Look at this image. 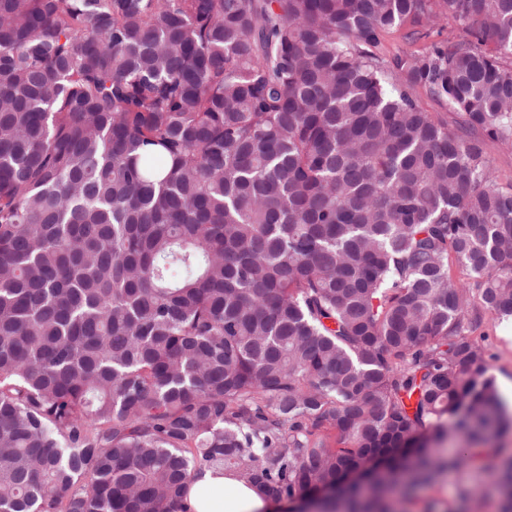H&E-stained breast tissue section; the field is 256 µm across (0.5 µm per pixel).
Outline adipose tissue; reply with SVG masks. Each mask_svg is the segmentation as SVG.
<instances>
[{
    "mask_svg": "<svg viewBox=\"0 0 512 512\" xmlns=\"http://www.w3.org/2000/svg\"><path fill=\"white\" fill-rule=\"evenodd\" d=\"M187 512H278V498L268 496L234 475L203 468L192 482Z\"/></svg>",
    "mask_w": 512,
    "mask_h": 512,
    "instance_id": "1",
    "label": "adipose tissue"
}]
</instances>
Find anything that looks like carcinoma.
Wrapping results in <instances>:
<instances>
[{"label": "carcinoma", "instance_id": "1", "mask_svg": "<svg viewBox=\"0 0 512 512\" xmlns=\"http://www.w3.org/2000/svg\"><path fill=\"white\" fill-rule=\"evenodd\" d=\"M509 58L512 0H0V512H186L204 467L512 512ZM445 25V23H441ZM452 27V21L448 20V25L440 32V26L429 31V35L422 38H409L407 35L413 30L410 26L385 34L381 39L379 51L390 58L395 54L402 52H417L421 51L425 46L431 42L442 40L448 37V31ZM485 152L493 175L500 183H509L512 179V152L490 141L485 144ZM475 335L482 337L488 355L489 374L494 379L499 396L512 410V404L501 388L502 382L512 381V319L499 320L487 316ZM455 495V486L453 477H448L439 486H420L414 496L413 505L410 507V512H429V510H436L435 512H444L449 505H453ZM445 504V509L441 505Z\"/></svg>", "mask_w": 512, "mask_h": 512}]
</instances>
